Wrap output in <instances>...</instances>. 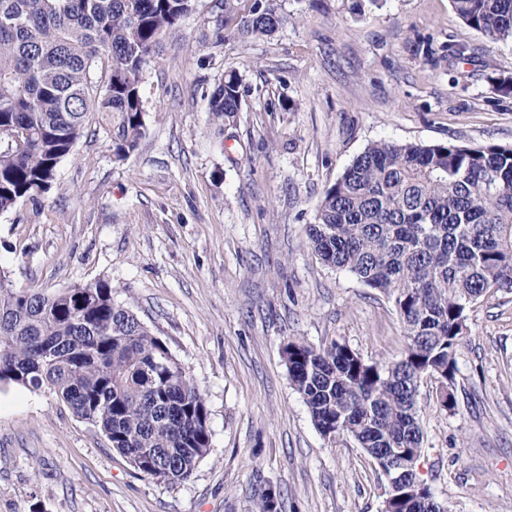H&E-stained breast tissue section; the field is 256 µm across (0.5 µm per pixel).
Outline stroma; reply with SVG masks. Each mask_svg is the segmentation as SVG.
I'll return each mask as SVG.
<instances>
[{
  "label": "stroma",
  "mask_w": 512,
  "mask_h": 512,
  "mask_svg": "<svg viewBox=\"0 0 512 512\" xmlns=\"http://www.w3.org/2000/svg\"><path fill=\"white\" fill-rule=\"evenodd\" d=\"M273 35L216 41V0H196L142 86L144 131L115 156L112 121L85 136L38 200L0 213V268L17 288L111 281L203 390L211 450L190 481L140 476L55 394L0 389V512H380L384 478L356 443L328 442L292 389L281 348L339 341L401 357L399 316L307 249L325 188L374 141L512 146V43L469 28L450 0H278ZM467 47V61L425 59ZM246 93L218 129L225 72ZM454 410L418 396L419 473L452 512H512V293L469 315Z\"/></svg>",
  "instance_id": "35a3bbf8"
}]
</instances>
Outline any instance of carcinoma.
<instances>
[{"mask_svg": "<svg viewBox=\"0 0 512 512\" xmlns=\"http://www.w3.org/2000/svg\"><path fill=\"white\" fill-rule=\"evenodd\" d=\"M196 0H0V212L46 192L90 115L117 120L116 154L143 136L144 74ZM470 28L512 41V0H451ZM244 37L286 22L277 0H224ZM242 80L224 75L212 119L241 111ZM307 247L396 309L401 358L368 361L349 346L282 348L292 388L329 442L352 438L375 464L384 449L422 452L418 395L440 383L455 407L456 354L469 312L512 291V146L377 141L326 188ZM55 394L99 429L143 476L189 481L211 448L204 394L166 344L99 279L47 293L13 288L0 272V386ZM381 512H451L429 486L385 485Z\"/></svg>", "mask_w": 512, "mask_h": 512, "instance_id": "carcinoma-1", "label": "carcinoma"}]
</instances>
